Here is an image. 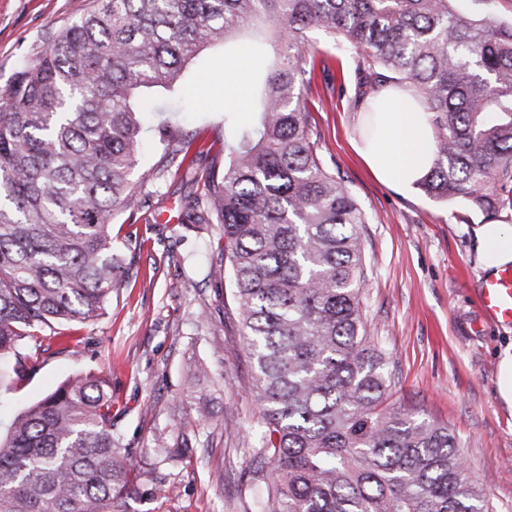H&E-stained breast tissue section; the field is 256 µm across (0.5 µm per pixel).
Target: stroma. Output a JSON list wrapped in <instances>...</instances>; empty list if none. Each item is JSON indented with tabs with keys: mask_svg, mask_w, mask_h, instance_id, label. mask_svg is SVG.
Returning <instances> with one entry per match:
<instances>
[{
	"mask_svg": "<svg viewBox=\"0 0 512 512\" xmlns=\"http://www.w3.org/2000/svg\"><path fill=\"white\" fill-rule=\"evenodd\" d=\"M89 6L90 0H0V87L42 49L49 28L67 25ZM310 40L323 64L313 93L327 102L314 115L321 150L369 219L366 318L390 358L389 401L447 424L493 512H512V412L495 392L497 355L512 342V324L482 320L475 305L484 280L475 230L485 217L372 176L354 148L363 115L357 60L337 52L323 32H311ZM253 69L246 51L208 49L190 68L184 111L148 113L140 149L145 203L135 218L120 213L112 225L114 246L136 245L126 251L122 287L102 318L59 325L39 367L0 387L5 424L69 377L109 378L114 429L140 487L122 512H260L263 486L252 471L263 418L250 391L253 369L232 280L213 272L217 234L178 220L203 183L192 174H151L162 123L193 139L195 172L223 169L224 110L250 107ZM228 73L236 78L230 87ZM201 403L206 421L184 429ZM181 432L187 448L160 454Z\"/></svg>",
	"mask_w": 512,
	"mask_h": 512,
	"instance_id": "1",
	"label": "stroma"
}]
</instances>
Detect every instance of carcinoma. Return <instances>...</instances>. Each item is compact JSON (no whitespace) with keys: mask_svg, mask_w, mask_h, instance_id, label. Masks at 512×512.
Masks as SVG:
<instances>
[{"mask_svg":"<svg viewBox=\"0 0 512 512\" xmlns=\"http://www.w3.org/2000/svg\"><path fill=\"white\" fill-rule=\"evenodd\" d=\"M458 0H93L0 88V385L35 369L57 322L104 314L126 272L112 221L139 211L135 95L183 87L205 49L259 61L251 116L224 112V168L183 223L215 224L231 264L264 431L261 512H493L448 427L386 405L389 357L364 310L368 220L320 153L309 101L320 30L358 59L364 95L407 88L429 114L439 202L512 210V20ZM156 174L190 145L168 125ZM93 373L0 437V512H114L138 494Z\"/></svg>","mask_w":512,"mask_h":512,"instance_id":"carcinoma-1","label":"carcinoma"}]
</instances>
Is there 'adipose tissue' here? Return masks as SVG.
I'll return each instance as SVG.
<instances>
[{"instance_id":"ef3b65f1","label":"adipose tissue","mask_w":512,"mask_h":512,"mask_svg":"<svg viewBox=\"0 0 512 512\" xmlns=\"http://www.w3.org/2000/svg\"><path fill=\"white\" fill-rule=\"evenodd\" d=\"M370 119L373 134L360 140L356 151L378 181L415 190L434 154L427 113L418 111L412 92L387 87L378 94ZM476 235L482 271L493 275L512 264V232L505 225H480Z\"/></svg>"}]
</instances>
